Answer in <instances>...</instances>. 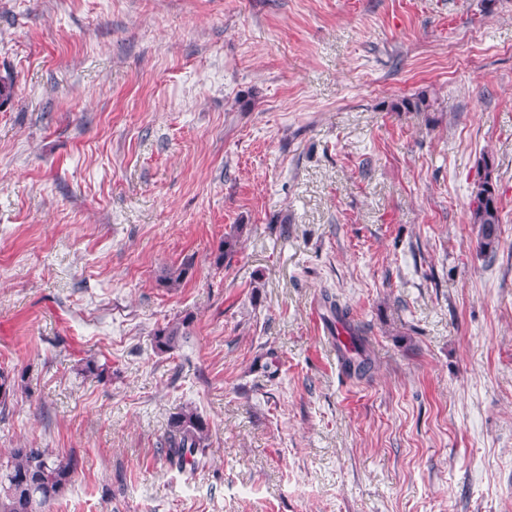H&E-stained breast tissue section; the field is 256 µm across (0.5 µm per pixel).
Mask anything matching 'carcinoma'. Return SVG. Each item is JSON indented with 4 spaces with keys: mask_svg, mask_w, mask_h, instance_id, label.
I'll list each match as a JSON object with an SVG mask.
<instances>
[{
    "mask_svg": "<svg viewBox=\"0 0 512 512\" xmlns=\"http://www.w3.org/2000/svg\"><path fill=\"white\" fill-rule=\"evenodd\" d=\"M482 172L470 204V223L477 227L479 254L493 257L500 247L499 224L502 223L497 175L491 158L484 154L477 161ZM238 237H225L214 254L216 267L236 250ZM193 263L185 260L167 266L159 275L164 288H178L192 273ZM323 304L330 323H339L347 333V341L337 344L338 357L345 373L357 380L368 376L373 368L367 352L366 338L361 325L351 318L349 307L329 294L323 295ZM192 317L185 315L158 327L153 333L157 351L175 350L189 335ZM80 374L99 382L111 379L107 364L93 358L83 361ZM18 383L9 374L0 372V414L9 411ZM211 427L197 411L182 408L169 416L161 443L167 464L179 471H195L206 465V448L210 445ZM79 469L74 454L60 455L48 448L19 446L9 451L7 460H0V512H52L56 501L65 495Z\"/></svg>",
    "mask_w": 512,
    "mask_h": 512,
    "instance_id": "1",
    "label": "carcinoma"
}]
</instances>
